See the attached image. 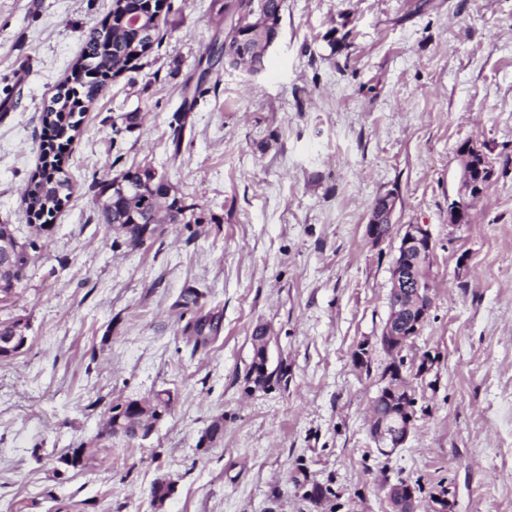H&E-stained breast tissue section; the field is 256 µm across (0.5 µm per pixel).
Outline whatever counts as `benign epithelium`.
Wrapping results in <instances>:
<instances>
[{"label":"benign epithelium","instance_id":"7a95c632","mask_svg":"<svg viewBox=\"0 0 512 512\" xmlns=\"http://www.w3.org/2000/svg\"><path fill=\"white\" fill-rule=\"evenodd\" d=\"M481 150L468 142L458 152L460 172L457 199L451 203V220L460 224L467 218L469 201L483 194L480 179L475 177L478 168L476 156ZM434 242L426 224H404L400 228L397 253L390 271L393 292L408 294L410 303L399 302L389 307L388 322L379 337V342L392 358L386 370L382 386L372 399L369 416V433L377 450L389 455L402 447L408 440L413 424V395L402 374L400 359L409 344V339L418 334L427 321L432 307L431 284L422 274V266L431 263ZM28 336L15 334L0 340V359H9L26 346ZM389 401L395 410L382 413L383 401ZM392 512H417L418 504L414 488L399 482L386 488Z\"/></svg>","mask_w":512,"mask_h":512}]
</instances>
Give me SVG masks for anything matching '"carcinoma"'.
I'll return each mask as SVG.
<instances>
[{
	"instance_id": "cac0c4a2",
	"label": "carcinoma",
	"mask_w": 512,
	"mask_h": 512,
	"mask_svg": "<svg viewBox=\"0 0 512 512\" xmlns=\"http://www.w3.org/2000/svg\"><path fill=\"white\" fill-rule=\"evenodd\" d=\"M108 14L100 22V27L90 30L84 37L80 58L71 67V86L66 96L52 101L53 107L45 108L41 121L44 137L41 144V164L29 177L24 189L23 202L28 213L38 217L45 211L59 210L63 202L51 199L50 193L55 183L66 181L63 177L62 162L65 155L61 152L62 145L72 142L78 133L82 115L105 94L111 80L122 74L132 73L139 69V57L131 55L132 44L142 43L138 30L112 18L120 13L122 0H112ZM159 0H154L151 45L158 46L164 37L163 31L168 25L169 12H159ZM233 0H224L219 11L224 13V33L234 31L242 35L240 42L230 45L212 47L216 60L226 56L232 67L245 66L251 73H258L265 67V51L269 44L276 41L280 33V21L284 0H264L266 20L260 26H252L246 18L229 9ZM134 181L144 187V191L134 196L124 197L115 185ZM100 199L96 200L101 220L105 224L118 225L129 243L137 245L144 242L143 229L152 221L156 224L198 223L194 219V207L178 196V190L168 178L146 166L129 167L119 171L108 183L103 184ZM0 238L4 244L15 250L17 256L16 269L0 271V292L6 294L5 300L16 295V289L26 278L30 263L29 251L37 250L34 241L17 243L13 230L6 224H0ZM220 320L206 315L198 318L193 326L195 343H206L219 330ZM249 373L254 375L253 383L261 387L280 384L285 373L265 375L251 363ZM121 404L112 405V417L107 428L98 433L97 440L104 441L109 433L119 432L129 441L134 419L129 414H121Z\"/></svg>"
}]
</instances>
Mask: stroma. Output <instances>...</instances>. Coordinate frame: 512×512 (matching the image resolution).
I'll return each instance as SVG.
<instances>
[{
	"instance_id": "35a3bbf8",
	"label": "stroma",
	"mask_w": 512,
	"mask_h": 512,
	"mask_svg": "<svg viewBox=\"0 0 512 512\" xmlns=\"http://www.w3.org/2000/svg\"><path fill=\"white\" fill-rule=\"evenodd\" d=\"M172 3L160 47L84 113L69 197L41 231L22 203L41 114L110 0H0V224L38 244L0 303L29 326L0 360V512H154L162 473L165 512H389L401 480L420 512H512V0H284L264 69L222 71L188 111L224 22L211 0ZM128 112L141 122L121 126ZM468 140L494 177L454 224ZM133 165L166 173L197 224L134 247L103 223L101 184ZM390 190L394 227L428 225L435 248L430 315L404 351L414 425L384 456L368 418L398 238L365 226ZM207 314L220 331L194 346L185 327ZM260 325L288 371L269 388L248 378ZM157 390L172 408L147 439L57 473L113 404Z\"/></svg>"
}]
</instances>
